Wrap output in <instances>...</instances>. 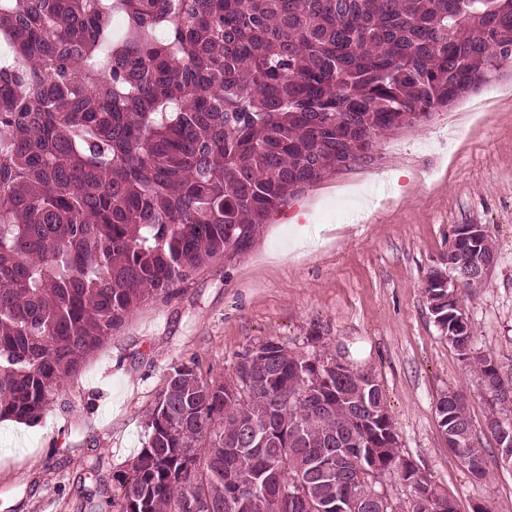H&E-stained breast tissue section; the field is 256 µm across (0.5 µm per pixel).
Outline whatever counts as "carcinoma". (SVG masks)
I'll return each mask as SVG.
<instances>
[{
  "label": "carcinoma",
  "mask_w": 512,
  "mask_h": 512,
  "mask_svg": "<svg viewBox=\"0 0 512 512\" xmlns=\"http://www.w3.org/2000/svg\"><path fill=\"white\" fill-rule=\"evenodd\" d=\"M0 43V420L30 422L135 310L247 248L300 185L512 63V0H0ZM460 251L497 259L487 234ZM457 264L430 270V311L496 390L486 423L511 456L512 376L474 353ZM327 358L266 340L228 382L173 362L108 506L433 512L376 376L360 390ZM436 411L486 478L467 406ZM387 472L410 490L403 510L378 489Z\"/></svg>",
  "instance_id": "cac0c4a2"
}]
</instances>
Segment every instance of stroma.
Returning a JSON list of instances; mask_svg holds the SVG:
<instances>
[{
	"label": "stroma",
	"mask_w": 512,
	"mask_h": 512,
	"mask_svg": "<svg viewBox=\"0 0 512 512\" xmlns=\"http://www.w3.org/2000/svg\"><path fill=\"white\" fill-rule=\"evenodd\" d=\"M479 103L489 111L462 130L441 110L375 139L370 162L326 176L243 252L201 270L171 302L135 312L38 422L0 421V512H111L169 365L193 359L204 378L228 381L239 356L266 340L375 374L401 454L458 512H512V465L488 457L486 479H473L438 427L439 398L460 392L474 433L493 446L489 400L441 337L425 292L455 227L485 225L498 259L462 305L475 352L512 375V79L491 80L461 105ZM340 199L344 224L328 212Z\"/></svg>",
	"instance_id": "stroma-1"
}]
</instances>
